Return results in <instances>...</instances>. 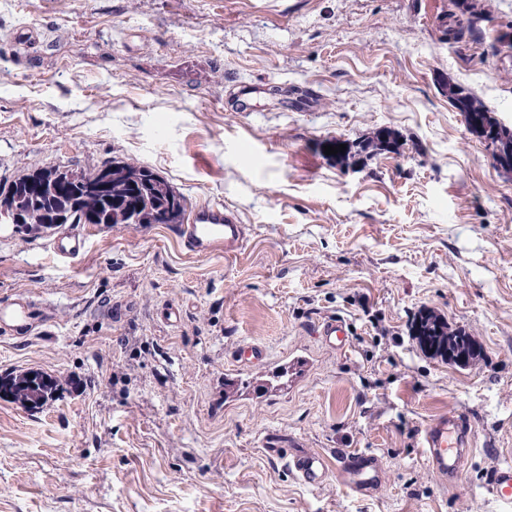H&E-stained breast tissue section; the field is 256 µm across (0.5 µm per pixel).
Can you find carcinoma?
<instances>
[{
	"label": "carcinoma",
	"mask_w": 512,
	"mask_h": 512,
	"mask_svg": "<svg viewBox=\"0 0 512 512\" xmlns=\"http://www.w3.org/2000/svg\"><path fill=\"white\" fill-rule=\"evenodd\" d=\"M448 99L468 118L475 115L492 126L496 119L474 94H459L462 86L446 87ZM53 174L64 184L60 190L37 195L30 185L42 181L46 174ZM17 210L23 215L24 224L38 229L54 217L67 218L74 213L88 214L98 224H157L159 216L167 215V223L177 224L186 211V199L163 177L145 166L123 160H114L108 166L90 170H71L46 167L18 176L10 183L0 185V206ZM417 336L430 352L446 357L466 352L463 345L472 341L448 332V326L438 317H424L419 322ZM9 397L38 409L53 400L56 389L50 377L42 372L20 377H0V390Z\"/></svg>",
	"instance_id": "1"
}]
</instances>
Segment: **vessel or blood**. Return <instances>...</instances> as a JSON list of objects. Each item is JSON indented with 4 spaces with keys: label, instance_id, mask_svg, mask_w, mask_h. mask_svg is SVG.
Segmentation results:
<instances>
[{
    "label": "vessel or blood",
    "instance_id": "obj_1",
    "mask_svg": "<svg viewBox=\"0 0 512 512\" xmlns=\"http://www.w3.org/2000/svg\"><path fill=\"white\" fill-rule=\"evenodd\" d=\"M177 234L184 246L196 254L217 252L233 256L243 247L246 227L235 212L216 202L193 212L186 223L178 225ZM86 240L70 234L53 245L58 257L74 259L83 253ZM42 320L29 298L15 296L0 301V333L17 335L31 332ZM317 333L330 348L343 351L350 343L346 322L331 316L320 322ZM423 455L441 481L458 477L472 453V430L467 416L448 412L436 416L421 434ZM287 465L302 483L318 487L331 473H338L345 486L360 496L375 493L384 483L386 474L381 460L366 452L340 453L336 458L314 451H294L287 457ZM490 492L502 504L512 505V465L495 469L490 478Z\"/></svg>",
    "mask_w": 512,
    "mask_h": 512
}]
</instances>
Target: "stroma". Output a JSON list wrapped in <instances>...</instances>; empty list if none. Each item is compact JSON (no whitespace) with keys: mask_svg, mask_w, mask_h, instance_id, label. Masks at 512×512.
Here are the masks:
<instances>
[{"mask_svg":"<svg viewBox=\"0 0 512 512\" xmlns=\"http://www.w3.org/2000/svg\"><path fill=\"white\" fill-rule=\"evenodd\" d=\"M0 0V181L115 160L152 169L188 210L248 224L236 257L187 251L172 224H0V298L46 321L0 338V376L58 396L0 395V512H504L488 483L512 455V171L438 84L512 126V0ZM400 146L339 164V137ZM88 237L62 261L54 239ZM181 309L179 323L164 308ZM431 312L478 355L424 349ZM329 316L347 352L316 334ZM258 344L266 359L249 364ZM287 387L225 398L294 359ZM457 409L473 452L453 483L420 432ZM374 453L386 482L310 488L267 439ZM317 335L330 348L345 351L349 347L350 333L346 322L342 318L331 316L320 322L317 326ZM33 375V378H29ZM4 389L12 399H18L30 408L38 409L53 400L56 389L50 377L42 372L30 371L20 377H0V390Z\"/></svg>","mask_w":512,"mask_h":512,"instance_id":"stroma-1","label":"stroma"}]
</instances>
